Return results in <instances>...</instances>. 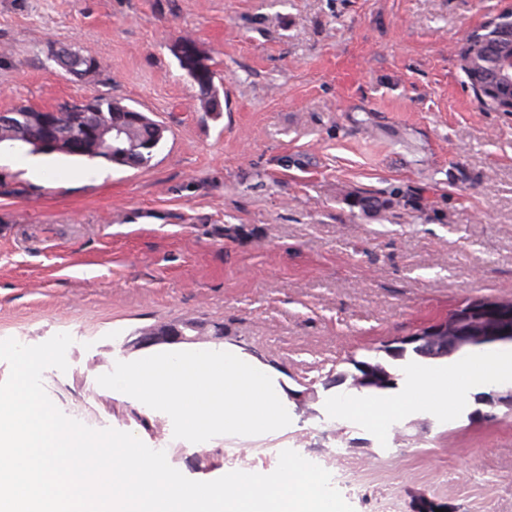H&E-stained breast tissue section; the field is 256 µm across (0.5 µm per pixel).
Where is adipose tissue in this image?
<instances>
[{"instance_id": "1", "label": "adipose tissue", "mask_w": 512, "mask_h": 512, "mask_svg": "<svg viewBox=\"0 0 512 512\" xmlns=\"http://www.w3.org/2000/svg\"><path fill=\"white\" fill-rule=\"evenodd\" d=\"M504 385L512 386V349L490 352L474 360L464 358L447 366L413 368L398 400L372 408L364 402L345 400L338 403L337 411L341 417L361 422L371 408L381 423L388 424L421 400L443 407L449 398H462L471 389Z\"/></svg>"}]
</instances>
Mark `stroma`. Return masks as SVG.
<instances>
[{"label": "stroma", "mask_w": 512, "mask_h": 512, "mask_svg": "<svg viewBox=\"0 0 512 512\" xmlns=\"http://www.w3.org/2000/svg\"><path fill=\"white\" fill-rule=\"evenodd\" d=\"M512 0H0V111L103 94L164 129L149 166L58 155L32 178L0 153V339L71 335L46 369L60 408L83 404L151 443L164 416L99 386L143 328L195 317L215 348L313 391L283 432L212 439L211 481L268 474L282 450L352 476L355 512H512V414L473 396L386 428L338 417L352 360L469 301L512 300V112L475 95L458 43ZM210 59L222 112L199 109L173 55ZM93 53L84 80L47 48Z\"/></svg>", "instance_id": "obj_1"}]
</instances>
